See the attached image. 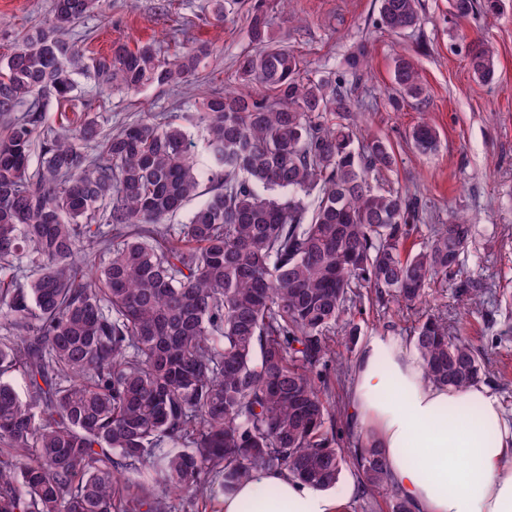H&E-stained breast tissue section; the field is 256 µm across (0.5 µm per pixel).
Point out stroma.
I'll list each match as a JSON object with an SVG mask.
<instances>
[{
  "label": "stroma",
  "mask_w": 512,
  "mask_h": 512,
  "mask_svg": "<svg viewBox=\"0 0 512 512\" xmlns=\"http://www.w3.org/2000/svg\"><path fill=\"white\" fill-rule=\"evenodd\" d=\"M271 32L294 49L303 74L348 71L351 54L364 52L367 65L354 82L358 123L388 139L396 164L381 184L409 188L430 200V223L467 216L475 232L465 252L462 275L430 290L427 309L445 312L450 326L480 346L488 368L485 378L512 417V0L495 16L475 14L453 20L448 0H420V22L394 35L377 23L379 0H264ZM247 5L239 0L224 21H216L210 0H100L71 36L86 57L110 53L113 44L136 47L156 42L165 59L181 47L211 44L216 61L179 89L150 86L118 93L99 86L92 71L75 76L74 99L48 101L46 126L58 129L62 115H96L113 129L148 112H165L188 134L195 152L203 142L194 126L198 91L213 85L236 87V59L249 50ZM53 0H0V57L13 52L18 37L48 22ZM481 38L497 54V78L486 85L472 74L467 45ZM410 57L425 83L422 105L393 110V65ZM423 122L439 134L434 152H418L412 129ZM477 281L481 305L469 299L464 280ZM419 312L398 305L382 307L363 300L347 311L360 327L361 340L376 335L409 338Z\"/></svg>",
  "instance_id": "35a3bbf8"
}]
</instances>
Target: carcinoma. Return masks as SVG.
I'll return each mask as SVG.
<instances>
[{
	"label": "carcinoma",
	"instance_id": "1",
	"mask_svg": "<svg viewBox=\"0 0 512 512\" xmlns=\"http://www.w3.org/2000/svg\"><path fill=\"white\" fill-rule=\"evenodd\" d=\"M97 2L54 0L50 22L0 59V116L29 103L0 132V512H199L255 470L327 490L347 464L387 512H412L378 449L337 447L330 342L355 344L342 316L365 291L425 303L431 282L460 273L473 225L434 224L407 248L431 206L373 184L395 165L392 146L353 131L346 76H301L260 2L236 77L261 91L205 88L204 161L159 115L106 132L86 114L46 134L40 98H71L85 64L69 30ZM502 3L449 0L457 19ZM419 20V0H380L386 30ZM212 55L116 44L92 69L117 91L178 88ZM468 63L494 80L490 46L472 44ZM393 82V105L423 103L411 58L395 59ZM412 140L426 153L438 136L422 123ZM200 196L186 223H167ZM410 339L436 384L487 374L439 312Z\"/></svg>",
	"mask_w": 512,
	"mask_h": 512
}]
</instances>
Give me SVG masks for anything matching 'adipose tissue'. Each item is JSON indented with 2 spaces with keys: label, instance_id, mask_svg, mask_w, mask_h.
<instances>
[{
  "label": "adipose tissue",
  "instance_id": "obj_1",
  "mask_svg": "<svg viewBox=\"0 0 512 512\" xmlns=\"http://www.w3.org/2000/svg\"><path fill=\"white\" fill-rule=\"evenodd\" d=\"M348 420L380 451L390 484L414 512H512V418L485 383L441 386L411 344L371 337L358 351ZM275 495H265V488ZM347 502L288 475L257 470L222 512H345Z\"/></svg>",
  "mask_w": 512,
  "mask_h": 512
}]
</instances>
